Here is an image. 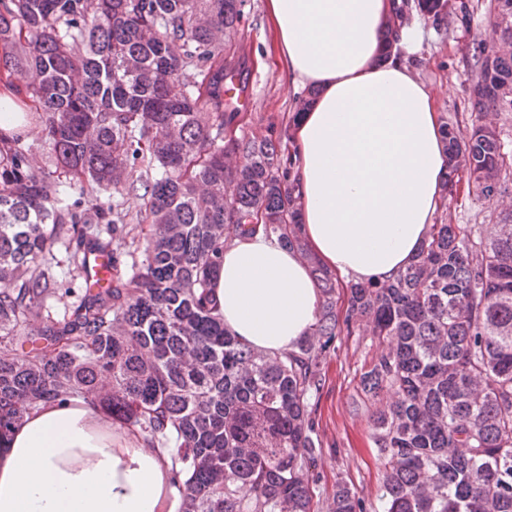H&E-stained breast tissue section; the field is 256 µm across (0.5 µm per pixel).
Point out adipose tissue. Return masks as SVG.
Segmentation results:
<instances>
[{
  "label": "adipose tissue",
  "instance_id": "ef3b65f1",
  "mask_svg": "<svg viewBox=\"0 0 512 512\" xmlns=\"http://www.w3.org/2000/svg\"><path fill=\"white\" fill-rule=\"evenodd\" d=\"M398 0H266L284 73L312 99L286 132L301 230L337 277L382 281L419 253L446 197L443 121L412 74L422 29L393 28ZM225 327L270 355L316 322L306 264L256 233L225 247L213 281ZM171 449L117 433L91 398L26 414L0 443V512H182Z\"/></svg>",
  "mask_w": 512,
  "mask_h": 512
}]
</instances>
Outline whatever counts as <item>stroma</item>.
Masks as SVG:
<instances>
[{
  "label": "stroma",
  "mask_w": 512,
  "mask_h": 512,
  "mask_svg": "<svg viewBox=\"0 0 512 512\" xmlns=\"http://www.w3.org/2000/svg\"><path fill=\"white\" fill-rule=\"evenodd\" d=\"M471 20L449 29L423 21L422 56L413 74L433 95L443 118L471 126L477 116L472 86L475 72L472 53L477 42L494 37L490 16L494 0H469ZM248 21L226 41L247 61L248 80L253 89L250 111L264 118H281L293 110L294 91L277 64L276 38L268 24L265 0H247ZM512 212V178L490 202L477 196L449 201L437 222L494 224ZM375 353L371 338L361 328L338 336L326 365V383L316 399L314 418L322 448V481L314 499L316 512H325L337 482H344L366 503L376 500L381 473L374 458L369 414L360 408L359 377Z\"/></svg>",
  "instance_id": "obj_1"
}]
</instances>
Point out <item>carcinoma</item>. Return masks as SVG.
<instances>
[{"label":"carcinoma","mask_w":512,"mask_h":512,"mask_svg":"<svg viewBox=\"0 0 512 512\" xmlns=\"http://www.w3.org/2000/svg\"><path fill=\"white\" fill-rule=\"evenodd\" d=\"M246 0H0L5 83L34 107L50 166L30 161L27 133L0 139V442L40 404L87 396L146 447L172 446L190 473L183 512H313L321 448L311 400L342 333L365 326L376 352L360 374L382 468L373 512H512V213L433 224L403 271L346 286L308 251L298 220L295 148L270 122L241 134L250 112L224 110L222 35L246 22ZM467 23L466 3L402 0L397 21ZM512 0H496L495 18ZM477 111L510 105L512 54L476 44ZM445 194L491 200L512 176L496 126L443 123ZM89 207H63L62 182ZM143 190L145 216L103 207ZM261 216L262 223L248 222ZM105 228H100V224ZM299 252L318 284L317 321L271 356L224 328L212 293L224 246L257 231ZM145 243L112 256L102 286L86 253L112 239ZM62 238L79 293L52 316L47 261ZM346 290L345 316L337 310ZM327 512H368L344 483Z\"/></svg>","instance_id":"1"}]
</instances>
